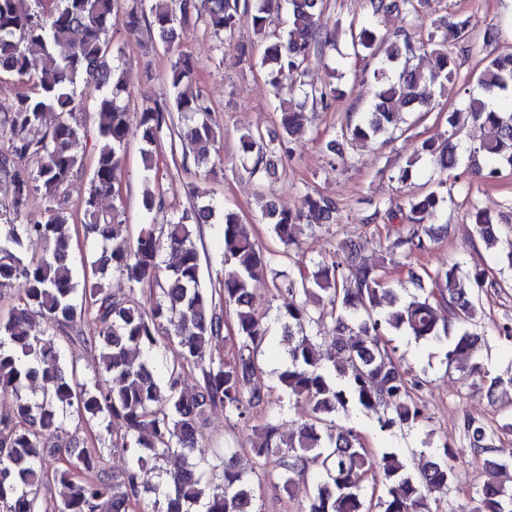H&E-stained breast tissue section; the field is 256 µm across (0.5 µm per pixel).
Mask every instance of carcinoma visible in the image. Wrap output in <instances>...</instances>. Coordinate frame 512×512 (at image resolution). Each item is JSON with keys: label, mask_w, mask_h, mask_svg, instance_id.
Wrapping results in <instances>:
<instances>
[{"label": "carcinoma", "mask_w": 512, "mask_h": 512, "mask_svg": "<svg viewBox=\"0 0 512 512\" xmlns=\"http://www.w3.org/2000/svg\"><path fill=\"white\" fill-rule=\"evenodd\" d=\"M429 0H366L367 18L350 23L349 56L363 60L377 47L390 43L387 60L367 74L376 88L366 112L348 115L340 137L351 144L365 142L399 127L404 112L431 111L427 83L443 78L448 83L469 82L455 68L448 46L464 45L472 38L470 17L448 20L446 32L429 35L432 66L429 73L412 64L419 50L411 34L400 29L388 33L382 21L394 14L413 22L429 7ZM327 0H151V21L125 0H0V76L23 83L13 102L0 108V137L11 141V153L0 155V172L14 185V218L0 224V290L18 288L17 305L0 316V394L15 397L13 414L0 417V512H39L43 491L58 489L63 512H134L142 495L162 493L164 512H190L200 504L204 512H257L252 482L233 459L219 463L191 462L200 423L212 407L224 416L248 422L266 408L270 397L252 384L259 364L256 351L268 336V327L251 304L250 289L273 261L262 250L239 213L226 205L222 210L197 190L199 199L179 216L166 213L164 198L151 196L143 206L150 221L141 225L133 240L125 238L121 211L104 212L99 199L110 196L115 173L124 158L130 134L128 80L124 70L109 64L107 34L119 25L136 35L147 24L166 51L174 55L166 81L171 91L168 105H144L136 113L144 176L156 177V150L166 114L176 112L186 122L178 132L197 163L209 160L216 140L210 107L200 94L188 93L198 67L193 55L173 50L171 34L195 14L214 33L234 36L241 19L254 35L266 42L260 67L266 70L275 94L286 95L280 108L281 136L265 139L257 131L238 138V154L255 175L268 173L275 161L291 156L292 136L306 121L304 108H329L341 92L332 87L308 85L301 80L314 58H323L332 45L331 30L324 21ZM284 17L282 30H273L275 19ZM67 52L58 55L56 47ZM38 53L44 65L31 72L30 55ZM92 85L97 94L93 109L98 114V147L87 196L83 200L85 233L95 242L91 277L77 292L71 265L72 233L67 200L62 188L82 163L77 151L82 130L83 100L80 85ZM477 91L468 92L465 111L480 123L485 138L480 150L489 165L484 177L494 178L503 162L512 165V107L496 110L492 101L512 103V53L488 60L476 77ZM452 139L438 144L425 140L420 153L448 170L458 161ZM44 191L48 202L43 221H20L27 198ZM447 197L440 188L408 197L400 232L388 248L408 256L429 250L447 231V225L423 227L425 220L443 208ZM336 213V202L320 193H305L302 207L282 209L272 202L262 208V220L284 246L294 243L298 224H327ZM224 225V256L227 267L219 287L202 286L199 252L192 241L194 224H208L214 217ZM472 231L501 262L512 266V226L502 228L484 209L473 207ZM44 242L38 259L25 256V242ZM170 261L160 260L161 240ZM118 271L138 284L161 288L160 300L145 309L134 296L118 298L104 280ZM433 288L403 298L387 287L381 266L357 260L351 253L317 265L300 282H288L279 292L288 295L282 313L288 336L289 365L279 383L288 399L311 406L309 418L297 437L286 439L269 418L259 427L255 458L266 463L278 457L284 485L302 475L307 453L322 457L324 473L305 512H367L363 482L368 472L381 476L379 497L382 512H432L430 495L450 489L458 479L456 449L443 445L426 466L412 472L397 453H373L363 446L352 427L338 426L331 417L357 408L375 416L382 431L410 425L423 410L411 393L422 384L420 377L402 368L384 340L390 332H405L416 340L444 346L448 363L469 359L480 337L466 328L475 309L474 290L496 286L488 268L476 264L462 273L453 263L438 269ZM302 294L305 300H297ZM47 323L43 337L30 335V313ZM233 315L234 328L224 334L225 314ZM333 319L334 348L342 354L325 355L304 334L307 326ZM94 325L90 342L100 350L102 369L121 380L116 388L100 380L80 377L76 367L59 365L55 328L84 319ZM177 342L180 362L159 379L146 359L135 365V354L150 353L162 341ZM219 344L230 345L232 356L214 354ZM197 371L196 392L182 391L185 369ZM37 379L41 398L31 401L18 395L26 382ZM95 419L119 425L112 433V447L121 449L129 463L116 476L103 455L82 450L64 465L44 455V449L61 446L66 423ZM470 447L479 454L491 451L494 431L469 419L465 422ZM178 452L184 465L165 474L157 485L145 475L150 463ZM508 463L484 459L486 480L478 490L479 512H512V488L501 477ZM95 477L83 479L80 472Z\"/></svg>", "instance_id": "obj_1"}]
</instances>
